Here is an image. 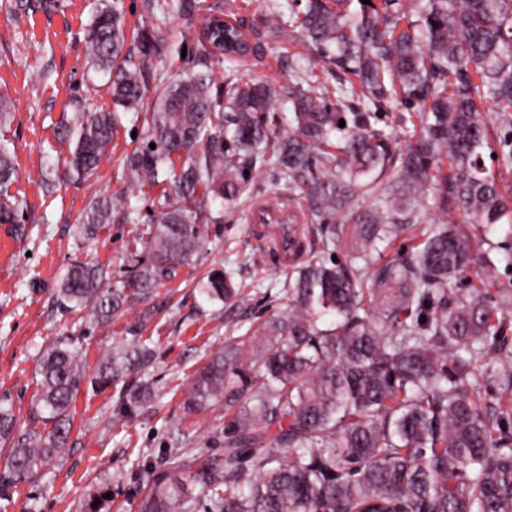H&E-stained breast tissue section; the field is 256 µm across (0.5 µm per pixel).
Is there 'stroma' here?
Returning a JSON list of instances; mask_svg holds the SVG:
<instances>
[{
    "mask_svg": "<svg viewBox=\"0 0 512 512\" xmlns=\"http://www.w3.org/2000/svg\"><path fill=\"white\" fill-rule=\"evenodd\" d=\"M151 0H124L128 26L156 20L161 38L183 40L196 50L193 33L181 17H154ZM226 15L242 20L249 40L265 47L263 56L247 58L248 75L287 83L296 40L269 32L264 18L274 0H219ZM95 0H63L59 9L45 0H0V94L11 100V114L0 124L8 140L19 178L11 187L23 201L25 231L7 273L0 274V400L12 405L27 422L37 390V360L63 337L80 348L86 370H93L101 351L125 343L124 320L107 326L85 313H64L55 302L58 281L69 263L88 256L111 267L122 264L128 225L112 222L95 240L78 232L82 212L96 195L131 193L147 210V189L131 188L122 160L136 140L132 124L114 137L106 157L88 180L58 179L69 144L62 127L76 106L112 109L105 78L88 70L84 29ZM269 171L250 176L247 203L224 212V221L208 227L206 252L192 257L179 276L157 292L162 307L148 326L155 360L149 373L159 390L154 405L125 415L112 390H81L71 406L69 444L41 477L11 493L10 512H82L96 503L97 512H133L147 474L161 470L171 453L170 438L180 432L190 453L219 454L224 446V410L216 407L185 415L182 401L203 357L224 343L227 320L250 326L274 305V288L251 290L250 300L235 310L208 302L195 288L215 267L269 266L249 232V212L258 200L284 196Z\"/></svg>",
    "mask_w": 512,
    "mask_h": 512,
    "instance_id": "stroma-1",
    "label": "stroma"
}]
</instances>
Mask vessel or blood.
<instances>
[{"instance_id":"vessel-or-blood-1","label":"vessel or blood","mask_w":512,"mask_h":512,"mask_svg":"<svg viewBox=\"0 0 512 512\" xmlns=\"http://www.w3.org/2000/svg\"><path fill=\"white\" fill-rule=\"evenodd\" d=\"M302 223L297 205L288 199L257 202L249 215L253 239L263 252L274 254L281 265L294 263L297 254L288 242L287 221Z\"/></svg>"}]
</instances>
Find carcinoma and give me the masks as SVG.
Instances as JSON below:
<instances>
[{"instance_id": "1", "label": "carcinoma", "mask_w": 512, "mask_h": 512, "mask_svg": "<svg viewBox=\"0 0 512 512\" xmlns=\"http://www.w3.org/2000/svg\"><path fill=\"white\" fill-rule=\"evenodd\" d=\"M346 2L277 7L275 29L294 28L302 47L286 85L243 75L216 83L214 64L255 47L226 21L206 37L205 20L195 54L145 107L146 61L163 48L179 57L183 43L164 45L146 24L127 47L122 0H98L87 62L107 77L114 109L78 112L64 126L65 176L91 177L129 116L141 131L125 173L132 186L161 192L145 221L123 195L86 206L83 236L115 216L133 236L116 271L95 258L71 263L58 307L87 309L98 326L130 315L132 339L104 351L91 377L72 339H60L38 359L27 425L0 405V512L11 489L67 447L83 385L112 388L126 414L157 400L143 337L156 291L206 249L207 225L224 223V206L246 197L253 167L271 171L315 227L301 228L280 304L256 326L229 323L224 346L192 376L183 410L224 406V451L170 458L148 475L134 512H190L197 489L212 512H512V406L492 407L487 391L492 381L512 386V362L501 358L512 296L492 295L495 262L482 249L512 218V185L484 154L499 146L500 166L512 170V138L494 142L479 112L512 116V0ZM159 9L191 25L207 7L162 0ZM310 55L340 73L318 95L308 88ZM391 105L414 109L398 113L414 127L404 141L380 125ZM444 156L453 174L438 178ZM15 177L0 140V224L18 223ZM432 205L464 213L476 233L450 220L421 223ZM400 237L407 247L388 257ZM340 246L345 263L333 260ZM279 277L276 267L259 278L218 267L197 288L238 307L247 286L272 288ZM451 283L465 288L454 293Z\"/></svg>"}]
</instances>
